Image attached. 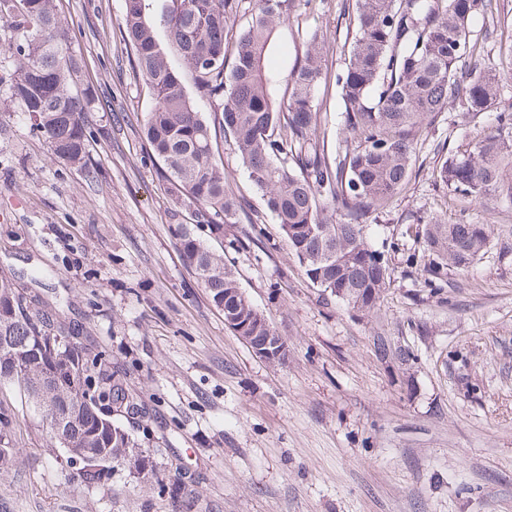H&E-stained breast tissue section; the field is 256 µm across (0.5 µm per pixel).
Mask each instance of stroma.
<instances>
[{
	"mask_svg": "<svg viewBox=\"0 0 512 512\" xmlns=\"http://www.w3.org/2000/svg\"><path fill=\"white\" fill-rule=\"evenodd\" d=\"M349 0L298 5L270 48L287 74L307 35L325 41L317 97L328 146L342 127L333 80L344 67ZM82 86L87 170L52 155L6 97L0 63V275L39 296L60 325L127 372L144 416L131 419L148 470L88 487L17 386L0 384L17 454L0 468V512H512V205L475 203L435 178L490 113L451 107L418 139L405 189L369 238L391 272L374 310L313 285L241 167L218 138L232 193L261 223L225 225L205 244L285 341L257 357L225 324L185 263L178 228L193 209L145 149L153 100L137 83L119 25L123 0H54ZM475 16L471 38L512 111V0ZM436 220L486 225L490 245L440 288L408 257Z\"/></svg>",
	"mask_w": 512,
	"mask_h": 512,
	"instance_id": "35a3bbf8",
	"label": "stroma"
}]
</instances>
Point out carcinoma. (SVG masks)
Listing matches in <instances>:
<instances>
[{"label":"carcinoma","mask_w":512,"mask_h":512,"mask_svg":"<svg viewBox=\"0 0 512 512\" xmlns=\"http://www.w3.org/2000/svg\"><path fill=\"white\" fill-rule=\"evenodd\" d=\"M291 2L163 0V41L146 20V0H124L121 18L133 70L154 100L143 119L145 141L171 191L193 206L195 223L179 229L182 256L224 318L242 319L254 336L267 335L270 325L240 291L224 256L203 241L226 224L258 223L226 189L212 129L230 138L306 277L369 311L390 274L366 231L406 187L423 126L456 104L487 112L500 95L494 76L476 63L462 65L477 57L471 19L493 14L497 0H355L348 63L335 76L350 139L336 141L330 153L319 132L316 93L327 72L317 33L286 77V101L272 97L277 78L265 59ZM246 10L251 21L237 33L236 18ZM0 22L12 29L0 42V56L13 59L10 100L56 158L86 168L84 113L95 96L89 88L72 93L82 64L53 0H0ZM185 72L200 97L214 103L210 117L186 92ZM437 178L471 201L512 203V112L497 113L473 146L449 155ZM488 245L483 224L434 221L423 235L427 284L450 267H468ZM23 300L1 277L0 381L22 388L34 411L64 422L51 439L78 453L68 463L85 485L103 484L117 466L143 471L134 430L119 421L144 413L125 373L81 342L78 325L62 328L52 314L31 308L39 299L27 307Z\"/></svg>","instance_id":"obj_1"}]
</instances>
